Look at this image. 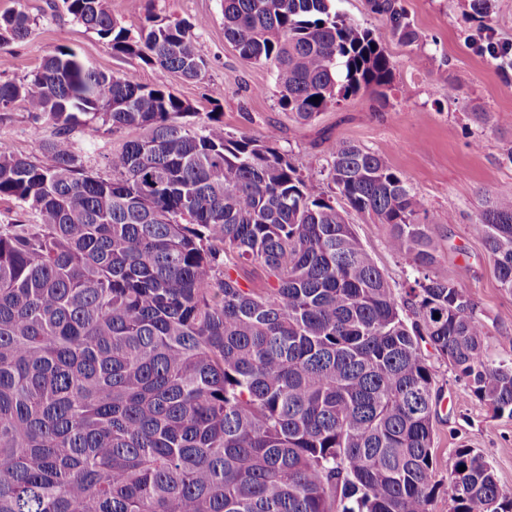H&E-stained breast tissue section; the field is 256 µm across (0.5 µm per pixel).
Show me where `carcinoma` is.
<instances>
[{
  "instance_id": "obj_1",
  "label": "carcinoma",
  "mask_w": 512,
  "mask_h": 512,
  "mask_svg": "<svg viewBox=\"0 0 512 512\" xmlns=\"http://www.w3.org/2000/svg\"><path fill=\"white\" fill-rule=\"evenodd\" d=\"M332 2L224 0V39L274 69L304 121L361 91L384 98L392 80L380 41ZM367 2L419 42L400 0ZM63 4L113 53L202 75L193 25L148 16L132 38L105 0ZM33 23L1 16L0 42ZM16 102L54 132L28 155L0 144V200L17 208L0 224V512H430L429 349L512 417V360L488 359L471 295L433 273L425 201L382 155L324 149L335 190L416 273L401 297L274 136L183 122L189 105L163 82L65 48L0 80V121ZM104 126L138 131L109 178L73 140ZM472 233L512 292V195L489 199ZM247 263L262 287L234 276ZM447 492L449 512H512L473 448L456 449Z\"/></svg>"
}]
</instances>
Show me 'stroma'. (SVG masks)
<instances>
[{
  "instance_id": "35a3bbf8",
  "label": "stroma",
  "mask_w": 512,
  "mask_h": 512,
  "mask_svg": "<svg viewBox=\"0 0 512 512\" xmlns=\"http://www.w3.org/2000/svg\"><path fill=\"white\" fill-rule=\"evenodd\" d=\"M113 16L131 36H139L146 15L195 25L206 61L201 79L188 81L156 71L136 58L119 57L92 31L74 21L63 6L48 9L46 0H0V15L22 7L33 18L29 36L0 45V79H19L60 48L80 54L99 70L131 74L144 84L163 80L168 91L189 104L192 122L209 113L222 115L233 136H274L305 176L335 192L328 177L324 148L346 140L382 154L404 175L427 205L428 233L437 249L438 276L458 282L471 294L489 336L487 354L512 357V293L503 290L482 240L471 226L486 197L512 193V70L502 71L489 56L478 54L472 40L482 30L512 43V0H494L489 18L474 15L470 0H401L407 18L419 32L406 46L391 34L386 16L371 13L366 0H334L337 11L372 31L388 52L392 87L386 102L367 92L302 122L279 103L280 89L272 69L242 59L224 38L221 0H106ZM52 125L33 123L23 108L0 122V140L29 154L51 138ZM134 131L101 128L93 141L74 133L85 164L111 177L106 157L133 139ZM365 250L396 294L413 283L414 272L387 247L388 228L336 201ZM443 389L435 423L436 477L443 480L456 448L482 453L498 481L512 485V417L494 414L469 395L463 382L440 358H432Z\"/></svg>"
}]
</instances>
